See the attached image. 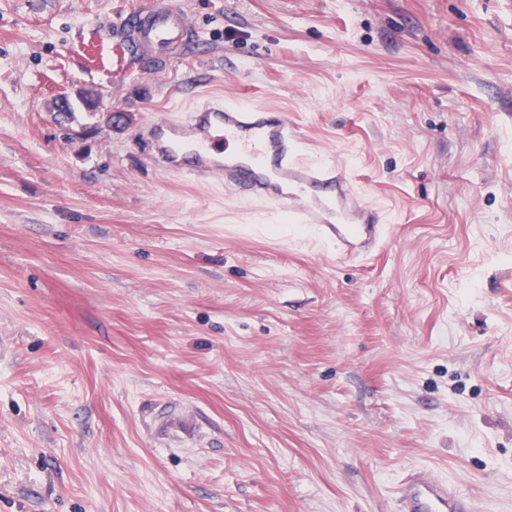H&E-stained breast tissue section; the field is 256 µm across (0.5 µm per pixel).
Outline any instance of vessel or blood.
<instances>
[{"mask_svg":"<svg viewBox=\"0 0 512 512\" xmlns=\"http://www.w3.org/2000/svg\"><path fill=\"white\" fill-rule=\"evenodd\" d=\"M126 26V43L142 50L169 48L192 33L176 0H157ZM142 138L167 171L223 180L225 187L264 201L312 233L337 258L375 250L390 230L386 214L355 191L345 171L326 161L302 160L303 137L286 112L204 100L181 119L153 122ZM397 494V512H479L470 495L425 467L411 469Z\"/></svg>","mask_w":512,"mask_h":512,"instance_id":"obj_1","label":"vessel or blood"}]
</instances>
